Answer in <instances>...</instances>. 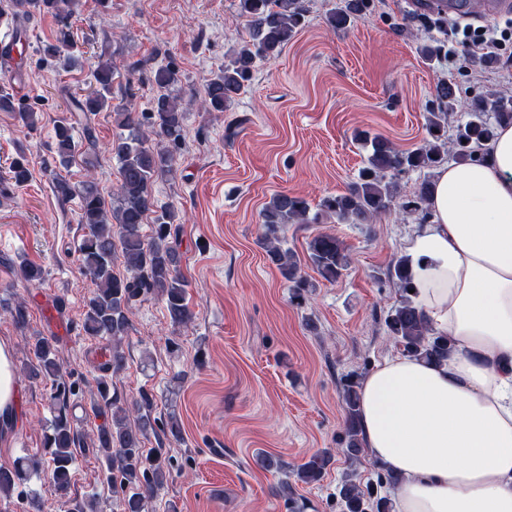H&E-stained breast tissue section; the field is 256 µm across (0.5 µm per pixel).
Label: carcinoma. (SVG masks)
Masks as SVG:
<instances>
[{"instance_id":"1","label":"carcinoma","mask_w":512,"mask_h":512,"mask_svg":"<svg viewBox=\"0 0 512 512\" xmlns=\"http://www.w3.org/2000/svg\"><path fill=\"white\" fill-rule=\"evenodd\" d=\"M79 0H10L0 17H30L50 14L65 22L72 17ZM372 6V0H344V5L327 16V24L336 31L346 29L352 20ZM238 12L247 25L248 40L234 49L224 67L206 83L202 109L205 112H227L252 83L257 62L279 55L304 25L305 13L300 0H238ZM70 34L62 29L56 42L43 47V59L56 60L68 46ZM420 53L431 61L448 53V42L436 40L420 46ZM116 67L110 59L98 57L93 72L95 86L83 98H75V109L95 115L113 110L122 132L112 140V155L119 162V181L112 198H107L92 179L75 186L65 178H56L55 194L67 200L78 198L80 222L86 232L79 249L83 271L91 278L94 288L85 304L82 331L93 340L106 342L104 354L108 361L101 367L95 388L88 399L103 415L91 439V447L102 463L105 480L117 497L119 512H153L151 503L172 479V463L165 445L182 439L181 427L175 416L162 420L153 416L154 395L146 390L128 402L113 390L112 377L125 366L124 341L130 327L133 304L142 296L161 299L177 325L191 321L187 304L188 283L180 271V254L176 248L177 212L158 204L153 193L154 183L174 171L176 153L185 138V112L176 93L178 71L170 66L159 67L153 73L155 95L151 111L135 112L125 105H112V84ZM437 106L431 110L427 123L429 139L411 151H402L387 138L375 135L369 139L370 155L358 178L343 194L328 195L320 204V212L309 216L310 204L302 197L276 194L261 212V244L268 260L289 283L292 301L301 306L312 292L314 284L302 275L292 250L284 247L283 232L290 224H309L323 215H332L342 223L372 224L394 209L406 214H418L422 223L431 217L430 180H423L414 196L398 202L397 185L402 175L417 169L433 168L443 156L452 155L459 163L479 158L480 150L495 137V125L485 118L487 102L475 98L458 104L453 85L436 87ZM468 113V119L456 126L455 137L448 138V121L456 106ZM0 110L16 113L25 128L36 126L37 113L20 108L7 93H0ZM496 119L512 120V95L498 96L493 103ZM54 149L59 165L67 167L75 158L77 145L72 136V124L60 120L54 129ZM30 177L24 159L14 160L9 167V180L17 187ZM154 215L150 237L141 226L148 215ZM309 258L318 275L333 282L350 264L347 247L336 236L321 233L308 242ZM121 257L125 270H113L114 259ZM389 277L401 292L399 302L390 307L384 317L387 334L409 357H419L430 363L442 364L451 351L447 335L434 331L423 311L415 304L409 259L405 255L392 258ZM34 363L29 371L35 379L53 382L51 419L44 436L43 461L20 458L10 467L0 466V497L8 499L21 491L30 473L46 467L59 491L71 487L72 466L81 433L71 416L72 385L64 379L55 337L39 336L31 344ZM344 426L339 439L341 451L350 459L363 451V433L359 421L357 382L346 384L344 392ZM157 447H145L149 436ZM335 454L329 448L319 449L308 459L292 467L283 462L259 457V464L283 475L277 494L284 499L288 512H304L305 505L295 484L320 482L330 470ZM294 481H289V478ZM341 512H390L389 499L377 491H365L355 473L342 477L338 490ZM66 512H101L96 497L69 498Z\"/></svg>"}]
</instances>
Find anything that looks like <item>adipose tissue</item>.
Returning a JSON list of instances; mask_svg holds the SVG:
<instances>
[{
	"mask_svg": "<svg viewBox=\"0 0 512 512\" xmlns=\"http://www.w3.org/2000/svg\"><path fill=\"white\" fill-rule=\"evenodd\" d=\"M430 210L406 243L413 299L453 349L370 372L365 450L395 477L393 512H512V124L487 160L437 173Z\"/></svg>",
	"mask_w": 512,
	"mask_h": 512,
	"instance_id": "adipose-tissue-1",
	"label": "adipose tissue"
}]
</instances>
